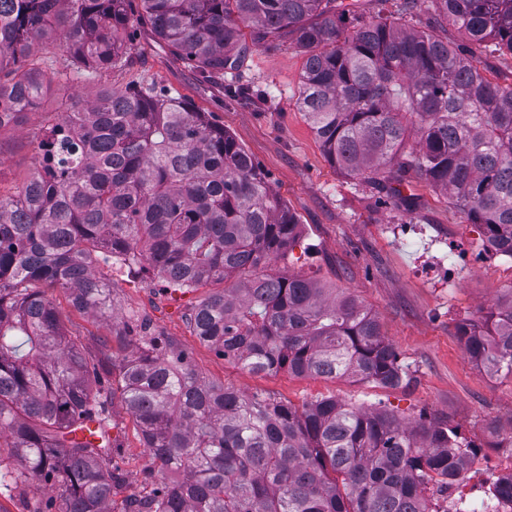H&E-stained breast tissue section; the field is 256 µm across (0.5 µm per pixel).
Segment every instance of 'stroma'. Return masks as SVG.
Returning <instances> with one entry per match:
<instances>
[{"mask_svg": "<svg viewBox=\"0 0 512 512\" xmlns=\"http://www.w3.org/2000/svg\"><path fill=\"white\" fill-rule=\"evenodd\" d=\"M358 2L365 16L398 18L412 29L464 45L490 81L512 84V53L465 43L452 24L426 5L404 15L402 0ZM141 13L139 0H131L121 57L111 70L68 77L62 47L53 43L38 49L39 68L52 84L39 109L20 127L0 131V194H13L36 167L43 126L83 108L102 88L138 86L183 99L233 136L300 226L298 242L272 261L269 272L313 280L367 306L413 382L390 388L347 378L296 376L284 369L248 372L224 360L192 331L190 317L213 285L184 292L156 274L116 271L111 260H100L97 271L112 288L107 314L74 309L58 288L45 287L44 294L64 329L97 364L102 387L114 392L108 425L120 473L112 491L114 512L143 494L153 467L136 422L116 393L119 371L112 365L113 355L137 349L135 328L142 324L168 349L184 352L193 370L213 384L298 408L333 398L388 410L409 424L433 418L477 446V459L489 477L512 467V449L505 444L512 434V377L482 370L458 334L460 323L480 319L512 287V258L485 250L482 225L472 223L426 180L412 176L404 184L403 194L415 202L408 209L378 193L364 177L331 163L297 106L306 54L294 41L252 42L233 76L210 77L158 41ZM232 81L248 85L252 101L230 100L224 88ZM435 256L454 265L452 286H441L431 273L429 261Z\"/></svg>", "mask_w": 512, "mask_h": 512, "instance_id": "35a3bbf8", "label": "stroma"}]
</instances>
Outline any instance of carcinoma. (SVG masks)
I'll return each mask as SVG.
<instances>
[{"mask_svg":"<svg viewBox=\"0 0 512 512\" xmlns=\"http://www.w3.org/2000/svg\"><path fill=\"white\" fill-rule=\"evenodd\" d=\"M127 2L0 0V131L40 106L41 43L62 37L76 73L112 69ZM140 2L152 32L206 74L242 65L240 21L256 42L293 35L307 53L297 104L328 159L406 205L407 176L427 180L512 257V85L489 81L462 48L342 0ZM426 2L471 42L512 52V0ZM44 145L40 168L0 194V487L38 479L59 490L58 512H112L111 449L66 439L82 419L108 427V396L37 288L103 313L112 288L94 266L105 254L145 260L182 291L221 284L195 310L193 331L249 372L410 386L369 309L265 272L299 224L251 156L189 103L103 89L49 126ZM459 333L478 366L512 375V287ZM121 371L158 474L123 512H432L429 486L447 495L476 456L434 419L411 426L334 399L300 411L211 385L157 338L124 356Z\"/></svg>","mask_w":512,"mask_h":512,"instance_id":"cac0c4a2","label":"carcinoma"}]
</instances>
